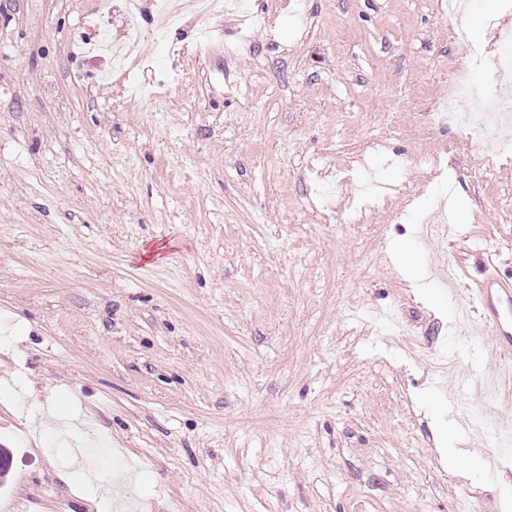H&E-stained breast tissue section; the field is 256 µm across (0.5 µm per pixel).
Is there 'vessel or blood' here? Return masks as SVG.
Instances as JSON below:
<instances>
[{
  "label": "vessel or blood",
  "mask_w": 512,
  "mask_h": 512,
  "mask_svg": "<svg viewBox=\"0 0 512 512\" xmlns=\"http://www.w3.org/2000/svg\"><path fill=\"white\" fill-rule=\"evenodd\" d=\"M473 317L495 337L503 354H512V277L487 273L464 294Z\"/></svg>",
  "instance_id": "b4317fda"
}]
</instances>
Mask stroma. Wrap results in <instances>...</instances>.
Returning <instances> with one entry per match:
<instances>
[{
    "instance_id": "obj_1",
    "label": "stroma",
    "mask_w": 512,
    "mask_h": 512,
    "mask_svg": "<svg viewBox=\"0 0 512 512\" xmlns=\"http://www.w3.org/2000/svg\"><path fill=\"white\" fill-rule=\"evenodd\" d=\"M251 2L138 0L113 74L127 0H0V512H512L446 285L512 273V150L428 118L512 0ZM126 39L115 49V56L119 58L123 70H126L135 59V51L144 37L140 14L133 8L127 9Z\"/></svg>"
}]
</instances>
